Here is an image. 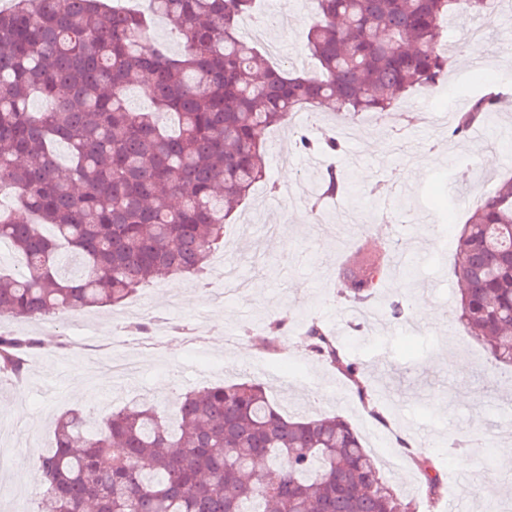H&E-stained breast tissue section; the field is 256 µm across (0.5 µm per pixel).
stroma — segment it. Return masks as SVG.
<instances>
[{
  "label": "stroma",
  "instance_id": "obj_1",
  "mask_svg": "<svg viewBox=\"0 0 512 512\" xmlns=\"http://www.w3.org/2000/svg\"><path fill=\"white\" fill-rule=\"evenodd\" d=\"M313 18L310 0H273L265 24L279 53L272 64L311 68L305 47ZM450 30L483 32V63L492 85L512 95V0L492 16H462ZM448 81L433 100L410 94L391 112H366L339 123L330 112L293 113L287 124L264 132L266 179L224 227V243L210 262L209 290L190 279L156 280L132 296L130 305L151 315L185 321L202 344L182 336L159 338L151 352L132 344L127 356L141 371L131 380L112 376L85 354L61 348L60 336H83L89 328L109 335L119 309H97L45 320L0 318V330L36 339L27 354L23 381L0 383V512H39L43 490L25 474L38 467L44 439L57 416L97 405V419L131 400L147 397L168 410L187 390L205 384L251 380L265 387L288 414L338 415L362 435L381 476L414 512H431L401 438L437 458L444 499L460 512H487L496 504L512 512V421H491L490 404L512 400V388L495 384L512 369L492 364L481 342L457 318L455 247L441 241L449 220L464 224L474 206L512 175V107L498 106L492 128L468 140L452 136L453 112L465 109L477 90L462 43L449 39ZM337 134L342 152L329 157L303 152L294 134ZM495 164H488L487 155ZM354 178L345 195L323 204L320 223L309 210L328 166ZM392 250L382 287L366 305L381 311L378 326L360 319L340 293L339 269L361 244ZM427 310H420L418 301ZM401 302L400 318L386 315ZM284 325L274 352L259 353L243 337L261 331L268 317ZM319 322L356 363L391 413L380 426L360 405L346 378L302 345L297 330Z\"/></svg>",
  "mask_w": 512,
  "mask_h": 512
}]
</instances>
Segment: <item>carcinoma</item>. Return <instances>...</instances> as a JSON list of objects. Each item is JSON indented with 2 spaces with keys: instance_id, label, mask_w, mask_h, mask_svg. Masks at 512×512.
<instances>
[{
  "instance_id": "cac0c4a2",
  "label": "carcinoma",
  "mask_w": 512,
  "mask_h": 512,
  "mask_svg": "<svg viewBox=\"0 0 512 512\" xmlns=\"http://www.w3.org/2000/svg\"><path fill=\"white\" fill-rule=\"evenodd\" d=\"M259 0H14L0 10V242L24 257L0 273V314L42 320L119 306L154 279L205 280L224 223L265 177L262 133L303 106L337 119L385 112L448 77L450 17L491 15L499 0H314L306 34L316 70L270 63L240 22ZM182 43L149 41L153 18ZM140 86L152 109L128 96ZM48 107L34 109L33 98ZM501 94L471 98L453 134L486 127ZM63 144L69 164L57 161ZM301 150H340L298 133ZM350 188L326 170L320 198ZM459 321L492 361L512 366V177L475 207L457 238ZM386 256L347 260L344 297L363 303ZM29 339L0 334V379L26 371ZM305 348L353 385L379 421L367 378L322 328ZM431 506L444 489L432 460L412 458ZM39 462L40 512H411L340 416L292 417L256 382L202 386L169 418L135 402L92 431L79 413L57 421Z\"/></svg>"
}]
</instances>
